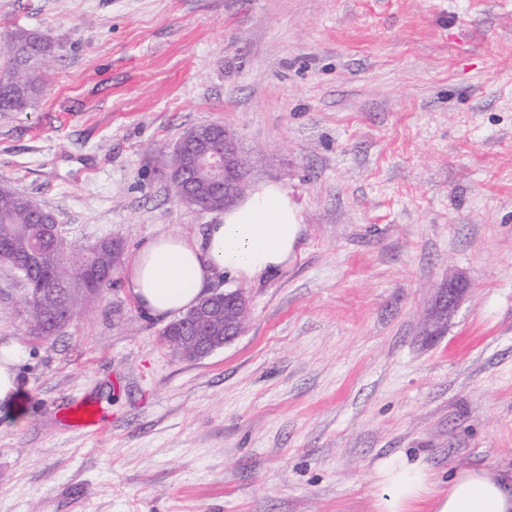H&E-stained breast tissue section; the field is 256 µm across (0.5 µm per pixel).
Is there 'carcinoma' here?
I'll return each instance as SVG.
<instances>
[{
    "instance_id": "cac0c4a2",
    "label": "carcinoma",
    "mask_w": 512,
    "mask_h": 512,
    "mask_svg": "<svg viewBox=\"0 0 512 512\" xmlns=\"http://www.w3.org/2000/svg\"><path fill=\"white\" fill-rule=\"evenodd\" d=\"M54 44L41 34L16 27L0 50V113L22 112L32 105L43 88V76L49 72ZM197 127L180 138L183 150L170 154V172H179L195 140ZM189 192L197 211L223 208L222 195L203 177L192 179ZM53 214L33 196L19 188L0 189V242L11 243L15 259L3 265L12 268L26 281L34 302H24L27 312L26 333L44 338L60 332L77 310L97 298L110 285L91 275L82 279L75 262L65 259L55 247ZM93 267L103 275H112L119 254L112 251V240L104 239L91 249Z\"/></svg>"
}]
</instances>
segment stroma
Returning a JSON list of instances; mask_svg holds the SVG:
<instances>
[{"label":"stroma","mask_w":512,"mask_h":512,"mask_svg":"<svg viewBox=\"0 0 512 512\" xmlns=\"http://www.w3.org/2000/svg\"><path fill=\"white\" fill-rule=\"evenodd\" d=\"M55 45L33 105L0 113V186L67 247L119 241L101 298L27 336L0 266V512H374L377 467L512 474V0H0V34ZM226 127L252 186L304 224L242 290L246 331L200 359L164 345L125 285L136 251L202 233L178 199L181 135ZM469 288L437 332L436 289ZM90 398L95 432L60 410ZM196 131H197L196 126L191 127L187 131H185V133L180 138V143H182V145L184 147V149L182 150V153L178 152V153L170 154L169 168H170V172H171V180H172V183H173L176 191H177V185H176V181H175L173 174L179 172L183 168V165L185 164L186 155H187V153L191 152V150H192L191 146L195 140ZM19 352L15 346L0 345V407L14 409L22 389L18 372Z\"/></svg>","instance_id":"obj_1"}]
</instances>
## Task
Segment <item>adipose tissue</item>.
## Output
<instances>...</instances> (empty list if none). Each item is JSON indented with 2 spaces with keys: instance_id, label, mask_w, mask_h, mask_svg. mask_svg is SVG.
Listing matches in <instances>:
<instances>
[{
  "instance_id": "ef3b65f1",
  "label": "adipose tissue",
  "mask_w": 512,
  "mask_h": 512,
  "mask_svg": "<svg viewBox=\"0 0 512 512\" xmlns=\"http://www.w3.org/2000/svg\"><path fill=\"white\" fill-rule=\"evenodd\" d=\"M304 229L285 190L274 184L224 211L203 233L159 235L137 250L126 287L148 316L167 319L206 297L216 274L257 281L294 258ZM377 512H512V482L488 469H466L437 488L428 468L397 458L378 467Z\"/></svg>"
}]
</instances>
